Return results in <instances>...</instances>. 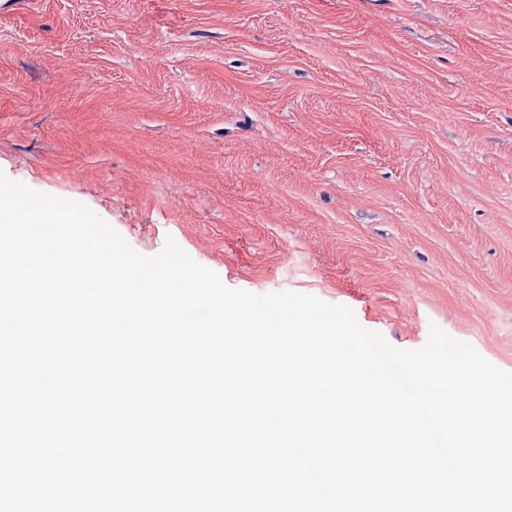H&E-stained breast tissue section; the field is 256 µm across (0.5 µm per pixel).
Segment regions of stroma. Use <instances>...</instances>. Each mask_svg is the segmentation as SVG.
I'll use <instances>...</instances> for the list:
<instances>
[{
	"label": "stroma",
	"mask_w": 512,
	"mask_h": 512,
	"mask_svg": "<svg viewBox=\"0 0 512 512\" xmlns=\"http://www.w3.org/2000/svg\"><path fill=\"white\" fill-rule=\"evenodd\" d=\"M0 172L512 373V0H0Z\"/></svg>",
	"instance_id": "35a3bbf8"
}]
</instances>
